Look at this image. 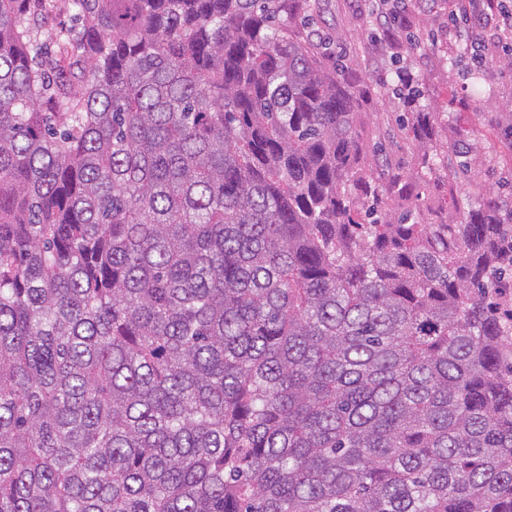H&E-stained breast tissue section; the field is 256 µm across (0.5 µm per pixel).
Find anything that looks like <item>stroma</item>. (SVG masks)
I'll list each match as a JSON object with an SVG mask.
<instances>
[{
  "label": "stroma",
  "instance_id": "stroma-1",
  "mask_svg": "<svg viewBox=\"0 0 512 512\" xmlns=\"http://www.w3.org/2000/svg\"><path fill=\"white\" fill-rule=\"evenodd\" d=\"M308 29L320 35L324 52L346 66L348 78L365 91L359 110L367 140L382 157L374 168L377 182L410 174L419 164L405 145L408 109L391 81L393 69L402 66L437 117L434 142L448 154L447 173L433 176L423 191L429 221L458 220L460 198L478 201L490 193L512 203V138L504 134L512 66L500 59L486 65L481 78L495 97L476 100L473 68L448 37L441 0H422L392 38L370 27L362 0H319Z\"/></svg>",
  "mask_w": 512,
  "mask_h": 512
}]
</instances>
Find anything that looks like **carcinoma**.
<instances>
[{
	"instance_id": "cac0c4a2",
	"label": "carcinoma",
	"mask_w": 512,
	"mask_h": 512,
	"mask_svg": "<svg viewBox=\"0 0 512 512\" xmlns=\"http://www.w3.org/2000/svg\"><path fill=\"white\" fill-rule=\"evenodd\" d=\"M53 2L0 0V512H512V206L374 183L312 0ZM58 4L60 12L53 15L49 20L42 23L38 29L34 30V36L39 43H44L53 48H55V32L62 26L70 24V12L66 9L64 1H59Z\"/></svg>"
}]
</instances>
